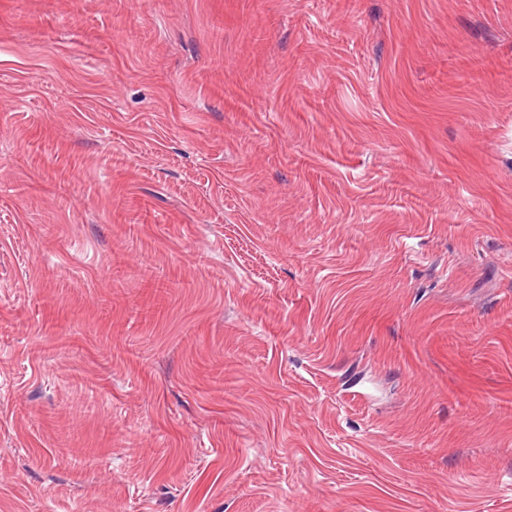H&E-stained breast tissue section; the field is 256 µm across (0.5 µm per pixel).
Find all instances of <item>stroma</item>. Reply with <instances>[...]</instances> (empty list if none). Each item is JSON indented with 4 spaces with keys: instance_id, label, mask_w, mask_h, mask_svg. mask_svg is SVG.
Segmentation results:
<instances>
[{
    "instance_id": "35a3bbf8",
    "label": "stroma",
    "mask_w": 512,
    "mask_h": 512,
    "mask_svg": "<svg viewBox=\"0 0 512 512\" xmlns=\"http://www.w3.org/2000/svg\"><path fill=\"white\" fill-rule=\"evenodd\" d=\"M0 512H512V0H0Z\"/></svg>"
}]
</instances>
